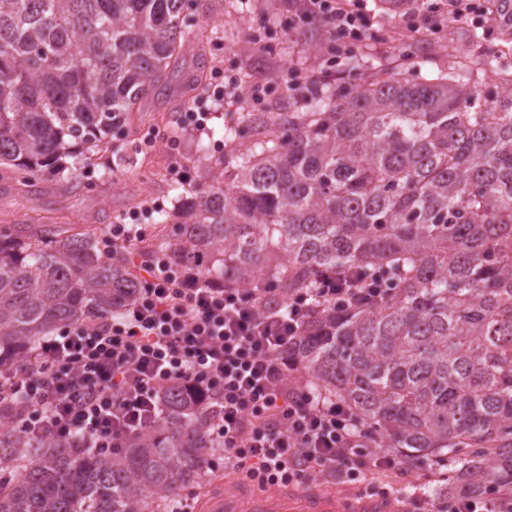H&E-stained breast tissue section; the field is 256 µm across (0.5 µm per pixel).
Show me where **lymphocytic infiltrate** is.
I'll list each match as a JSON object with an SVG mask.
<instances>
[{
  "mask_svg": "<svg viewBox=\"0 0 512 512\" xmlns=\"http://www.w3.org/2000/svg\"><path fill=\"white\" fill-rule=\"evenodd\" d=\"M301 16H324L339 44L360 42L361 5L299 0ZM199 260L140 259L139 290L118 313L91 315L42 338L20 361L0 362V395L21 406L34 440L107 453L163 420V390L184 386L231 466L261 487L336 470L350 479L395 468L366 451L367 433L345 408L301 386L293 357L314 310L378 295L373 276L319 273L313 288L279 305L259 292L202 277ZM452 512H512V493H451Z\"/></svg>",
  "mask_w": 512,
  "mask_h": 512,
  "instance_id": "f902f5d3",
  "label": "lymphocytic infiltrate"
}]
</instances>
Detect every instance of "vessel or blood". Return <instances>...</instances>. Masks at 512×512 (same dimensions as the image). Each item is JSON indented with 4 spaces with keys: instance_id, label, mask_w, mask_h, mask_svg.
<instances>
[{
    "instance_id": "1",
    "label": "vessel or blood",
    "mask_w": 512,
    "mask_h": 512,
    "mask_svg": "<svg viewBox=\"0 0 512 512\" xmlns=\"http://www.w3.org/2000/svg\"><path fill=\"white\" fill-rule=\"evenodd\" d=\"M204 509L205 512H398L399 506L363 495L344 501L318 487L302 492L290 487L262 491L247 481L233 480L212 493Z\"/></svg>"
}]
</instances>
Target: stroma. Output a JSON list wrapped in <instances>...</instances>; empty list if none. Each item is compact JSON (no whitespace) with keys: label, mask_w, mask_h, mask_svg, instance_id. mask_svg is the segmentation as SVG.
Wrapping results in <instances>:
<instances>
[{"label":"stroma","mask_w":512,"mask_h":512,"mask_svg":"<svg viewBox=\"0 0 512 512\" xmlns=\"http://www.w3.org/2000/svg\"><path fill=\"white\" fill-rule=\"evenodd\" d=\"M202 2L203 14L212 20L200 42L208 60L204 73L196 71L197 57L182 58L169 92L151 96L142 111L133 114L135 136L119 141L114 151L99 153L91 167L73 156L63 158V166L80 183L71 193L25 194L18 191L15 180L0 179V225L49 224L63 234L88 239L108 256L113 251V224L131 217L145 234V246L160 251L164 242L177 236L179 227L157 223V212H176L200 183L203 167L223 157L225 129L244 126L248 110L263 112L286 98L284 81L290 71L305 77L296 90L301 96L315 85L350 82L353 55L391 72L402 70L411 57L427 70L440 65L450 52L477 58L473 34H481L487 48L497 40L484 18L452 17L448 0H403L382 23L371 24L352 54L338 55L326 46L327 27L310 29L285 0ZM228 76L248 78L245 94L215 97L216 88ZM195 77L202 80L197 109L206 115L200 126L170 105L171 93ZM247 94L259 95L254 108L244 104ZM309 483L339 496L384 488L406 500L414 485L423 484L430 499L411 512H437L448 489V465L432 460L405 463L369 471L355 482L318 474Z\"/></svg>","instance_id":"obj_1"}]
</instances>
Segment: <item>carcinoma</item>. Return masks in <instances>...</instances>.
I'll use <instances>...</instances> for the list:
<instances>
[{"instance_id":"carcinoma-1","label":"carcinoma","mask_w":512,"mask_h":512,"mask_svg":"<svg viewBox=\"0 0 512 512\" xmlns=\"http://www.w3.org/2000/svg\"><path fill=\"white\" fill-rule=\"evenodd\" d=\"M488 24L508 52L423 75L371 65L224 130L229 157L175 213L165 254L207 255L285 302L322 271H375L373 301L314 313L307 386L404 460L448 459L475 491L512 489V0ZM200 0H0V169L32 191L59 161L131 134L168 87ZM44 238L34 247L28 239ZM122 261L28 224L0 230V358L138 291ZM159 429L106 454L0 429V512H144L200 482L213 451L186 389Z\"/></svg>"}]
</instances>
